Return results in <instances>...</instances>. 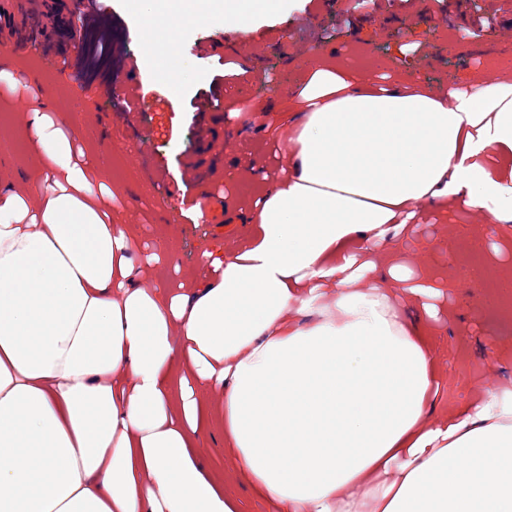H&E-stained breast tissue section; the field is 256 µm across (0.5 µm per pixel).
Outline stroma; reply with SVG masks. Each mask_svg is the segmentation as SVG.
<instances>
[{"label":"stroma","instance_id":"stroma-1","mask_svg":"<svg viewBox=\"0 0 512 512\" xmlns=\"http://www.w3.org/2000/svg\"><path fill=\"white\" fill-rule=\"evenodd\" d=\"M503 0H282L255 19L248 44L220 17L184 19L172 40L143 24L145 0H110L111 59L94 68L74 56L39 59L36 68L10 61L0 73V182H14L34 160L26 149L22 119L39 84L48 112L64 117L77 134V148L107 171L113 212L137 224L145 241L167 252V261L145 269L153 282L177 272L205 278L204 251L244 239L248 228L226 198L243 185L242 165L256 161L277 174L281 138L268 128L263 106L278 103L300 88L318 55L331 53L353 75L391 83L414 73L433 91L444 93L475 76L512 71V32L502 27L512 12ZM153 53L155 69L142 63ZM122 70L137 82L138 109L104 93L108 70ZM181 81L172 94L168 75ZM222 89L223 103L251 107L252 123L241 129L227 112L208 109ZM208 210L197 217L195 206ZM483 227L492 249L475 253L471 237ZM512 229L480 225L466 210L448 216L426 213L416 234L394 237L405 256L445 269L442 288L454 317L440 329L436 356L448 373L445 396L464 399L486 390L512 387V319L491 308L492 283L472 279L474 265L512 270Z\"/></svg>","mask_w":512,"mask_h":512}]
</instances>
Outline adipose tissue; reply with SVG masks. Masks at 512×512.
<instances>
[{
	"label": "adipose tissue",
	"mask_w": 512,
	"mask_h": 512,
	"mask_svg": "<svg viewBox=\"0 0 512 512\" xmlns=\"http://www.w3.org/2000/svg\"><path fill=\"white\" fill-rule=\"evenodd\" d=\"M241 38L273 0H152ZM286 163L205 283H152L102 167L34 98L39 166L0 190V512H512V391L445 399L440 271L393 252L419 207L512 223V74L447 98L315 64L273 107ZM418 306L410 318L403 304ZM222 393L216 480L196 450Z\"/></svg>",
	"instance_id": "ef3b65f1"
}]
</instances>
